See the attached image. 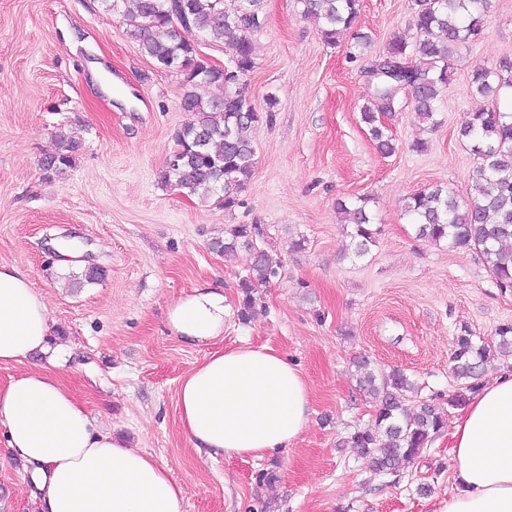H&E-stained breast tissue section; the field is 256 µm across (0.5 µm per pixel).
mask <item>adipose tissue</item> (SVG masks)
Returning <instances> with one entry per match:
<instances>
[{
    "label": "adipose tissue",
    "mask_w": 512,
    "mask_h": 512,
    "mask_svg": "<svg viewBox=\"0 0 512 512\" xmlns=\"http://www.w3.org/2000/svg\"><path fill=\"white\" fill-rule=\"evenodd\" d=\"M223 291L208 285L173 302L170 332L195 345L221 340ZM53 327L28 276L0 264V366L45 353ZM311 388L281 352L243 344L213 352L182 378L180 421L194 448L256 459L293 447L308 426ZM11 455L34 468L42 512H182L166 466L99 424L50 370L0 386ZM454 490L441 512H512V369L473 395L450 432Z\"/></svg>",
    "instance_id": "adipose-tissue-1"
}]
</instances>
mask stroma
<instances>
[{
  "label": "stroma",
  "instance_id": "1",
  "mask_svg": "<svg viewBox=\"0 0 512 512\" xmlns=\"http://www.w3.org/2000/svg\"><path fill=\"white\" fill-rule=\"evenodd\" d=\"M491 3L483 39L455 50L440 126L425 130L402 101L382 117L397 145L384 157L360 119L363 70L393 37L412 38L414 0H362L358 27L372 43L354 59L351 37L324 42L296 0H266L249 90L273 120L255 130L254 174L227 211L162 186L173 135L189 119L182 82L155 68L118 13L104 0H0V262L24 270L46 303L56 374L104 426L169 469L183 512H440L447 501V435L396 481L340 441L374 411L356 382L358 358L404 370L419 397L446 396L460 386L450 367L461 327L492 346L496 328L512 323V291L481 255L419 239L402 212L430 186L470 193L479 161L457 131L491 104L472 96L471 73L512 62V0ZM60 130L81 148L64 178L49 179L41 161ZM418 138L426 151H412ZM350 197L368 198L376 232L362 257L336 214L337 199ZM231 224L267 227L264 246L282 259L256 293L263 315L248 324L236 312L249 252L209 247ZM298 238L304 250L290 251ZM63 243L76 253L65 266ZM91 266L98 280L75 283ZM203 283L224 291V338L186 345L169 333L167 308ZM244 341L299 366L312 392L308 427L263 459L198 452L180 424V380ZM29 470L0 436V512H40Z\"/></svg>",
  "mask_w": 512,
  "mask_h": 512
}]
</instances>
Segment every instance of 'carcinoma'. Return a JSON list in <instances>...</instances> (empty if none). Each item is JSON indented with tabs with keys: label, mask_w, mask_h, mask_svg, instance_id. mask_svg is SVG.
<instances>
[{
	"label": "carcinoma",
	"mask_w": 512,
	"mask_h": 512,
	"mask_svg": "<svg viewBox=\"0 0 512 512\" xmlns=\"http://www.w3.org/2000/svg\"><path fill=\"white\" fill-rule=\"evenodd\" d=\"M109 8L122 15L127 34L139 43L152 61L170 60L182 79L185 92L181 107L190 114L174 134L175 147L167 159L161 182L207 202L211 199L226 210L239 204V193L255 168L253 130L272 112L261 113L244 103L235 77L214 68L198 52L190 36L198 33L211 43H222L229 54L228 70L247 78L255 68L253 31L266 21L263 0H107ZM301 14L320 24L324 41L330 45L352 32L354 48L363 51L368 36L354 30L361 0H297ZM416 41L391 40L365 69L369 100L361 110L371 139L382 155H392L394 138L383 125L385 110H395L399 98L411 99L420 123L434 129L440 125L441 93L451 80V55L460 44L478 41L485 30L490 0H415ZM213 94L203 97L197 88ZM474 95L497 98L512 89V63L472 71ZM479 160L472 176L470 196L461 199L440 186L428 187L408 197L404 212L415 226L416 236L435 245L446 242L453 248L481 253L497 286L512 288V110L498 106L472 112L458 130ZM79 144L58 135L57 151L45 157L42 169L57 176L75 163ZM336 213L348 228L355 253L366 255L375 243L365 199H339ZM267 230L260 224H234L215 238L217 252L247 249L251 262L239 277L242 298L239 320L246 324L258 314L256 290L278 275L281 261L261 246ZM499 340L491 348L477 344L464 329L456 336L451 374L469 384L448 396L446 403L420 400L407 408L415 393L413 381L402 370L376 372L361 361L359 387L376 401L373 419L357 426L343 444L359 449L360 457L377 474L398 477L431 445L447 426V408L466 405L478 384L480 366L495 351L512 356V325L499 327Z\"/></svg>",
	"instance_id": "1"
}]
</instances>
